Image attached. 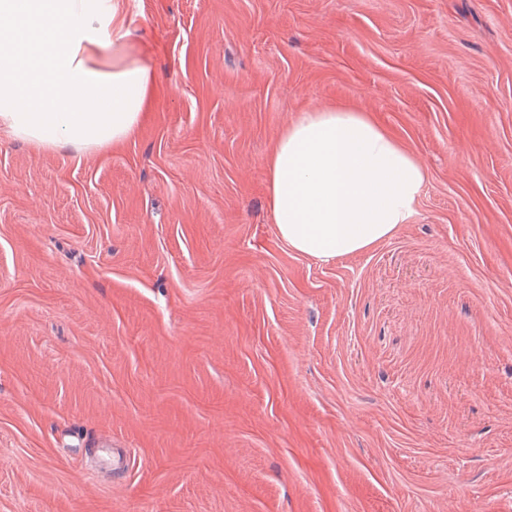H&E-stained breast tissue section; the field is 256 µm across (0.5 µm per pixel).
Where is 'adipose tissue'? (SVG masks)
I'll use <instances>...</instances> for the list:
<instances>
[{
  "label": "adipose tissue",
  "instance_id": "obj_1",
  "mask_svg": "<svg viewBox=\"0 0 512 512\" xmlns=\"http://www.w3.org/2000/svg\"><path fill=\"white\" fill-rule=\"evenodd\" d=\"M125 12V0H0V129L42 149L117 148L135 137L155 80ZM106 53L108 70L98 61ZM267 168L280 238L323 262L410 223L427 179L369 113L336 107L287 123Z\"/></svg>",
  "mask_w": 512,
  "mask_h": 512
}]
</instances>
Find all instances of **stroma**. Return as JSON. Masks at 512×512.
<instances>
[{
	"label": "stroma",
	"instance_id": "obj_1",
	"mask_svg": "<svg viewBox=\"0 0 512 512\" xmlns=\"http://www.w3.org/2000/svg\"><path fill=\"white\" fill-rule=\"evenodd\" d=\"M129 16L133 139L0 138V512H512V0ZM330 105L427 181L326 263L279 237L266 162Z\"/></svg>",
	"mask_w": 512,
	"mask_h": 512
}]
</instances>
